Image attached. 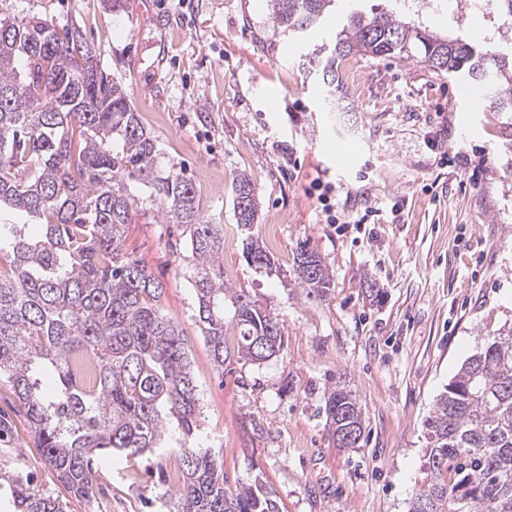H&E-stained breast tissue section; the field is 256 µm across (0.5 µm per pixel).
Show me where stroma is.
<instances>
[{"label": "stroma", "instance_id": "stroma-1", "mask_svg": "<svg viewBox=\"0 0 512 512\" xmlns=\"http://www.w3.org/2000/svg\"><path fill=\"white\" fill-rule=\"evenodd\" d=\"M458 23L422 14L430 30L481 44L499 0ZM392 0H334L322 28L298 43L274 31L268 0H0L10 14L77 23L161 151L194 184L204 216L224 227V283L284 322V351L217 370L187 281L188 238L144 201L123 248L163 285L160 304L182 329L203 425L194 442L224 466L229 488L260 481L278 512H405L425 474L426 419L437 396L489 332L512 324V112L463 110L451 78L416 60L350 54L336 106L306 55L354 11ZM469 156L453 163L456 152ZM255 182L258 219L240 232L232 183ZM335 188L346 221L327 223L315 180ZM377 223H357L364 202ZM275 259H246L248 236ZM313 248L334 286L318 297L292 273ZM343 387L364 422L357 447H336L324 396ZM0 411V512L13 481L61 498L65 512H167L180 451L112 455L89 498L46 465L8 382ZM170 474L169 482L158 479Z\"/></svg>", "mask_w": 512, "mask_h": 512}]
</instances>
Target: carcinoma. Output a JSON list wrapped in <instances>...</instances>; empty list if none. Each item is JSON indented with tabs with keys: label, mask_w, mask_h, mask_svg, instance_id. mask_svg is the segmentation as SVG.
<instances>
[{
	"label": "carcinoma",
	"mask_w": 512,
	"mask_h": 512,
	"mask_svg": "<svg viewBox=\"0 0 512 512\" xmlns=\"http://www.w3.org/2000/svg\"><path fill=\"white\" fill-rule=\"evenodd\" d=\"M277 30L302 38L332 0H269ZM420 58L433 72L479 85L498 112H512V54L437 34L402 11L352 13L317 71L339 87L336 58ZM160 152L124 85L110 78L74 24L39 15L0 17V379L35 430L37 447L65 488L89 496L95 461L161 447L178 434L181 481L168 512H278L254 482L226 488L223 465L191 445L201 408L179 325L159 306L163 285L123 251L137 213L135 187L168 224L189 231L197 323L215 366L267 361L283 350V323L242 288L224 286V225L211 224L194 186L159 165ZM238 227L257 218L255 184L232 186ZM29 220L39 235L26 230ZM248 260L272 269L250 238ZM299 287L324 295L334 281L309 246L296 250ZM238 333L226 336L225 298ZM56 377L53 394L42 377ZM324 412L339 448L363 435L361 408L334 389ZM424 483L407 512H512V326L485 338L435 401L425 422ZM354 437L345 440V431ZM14 512H64L57 497L17 482Z\"/></svg>",
	"instance_id": "1"
}]
</instances>
